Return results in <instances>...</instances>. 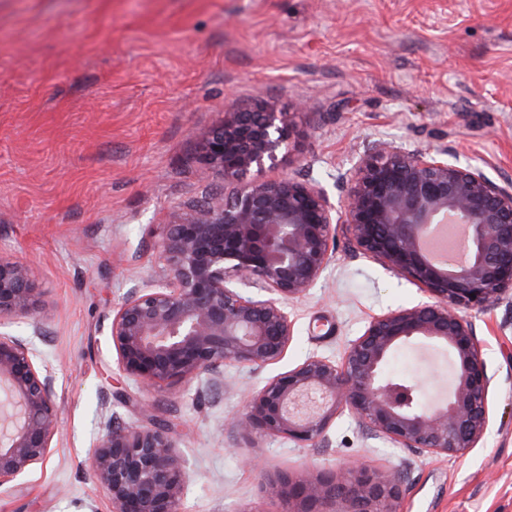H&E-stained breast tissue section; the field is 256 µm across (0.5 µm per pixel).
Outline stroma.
I'll list each match as a JSON object with an SVG mask.
<instances>
[{
  "label": "stroma",
  "instance_id": "1",
  "mask_svg": "<svg viewBox=\"0 0 512 512\" xmlns=\"http://www.w3.org/2000/svg\"><path fill=\"white\" fill-rule=\"evenodd\" d=\"M295 115L277 171L323 188L369 145L444 147L449 158L512 183V0H0V258L30 264L46 333L31 340L55 374L56 446L11 487L0 512H112L87 459L107 418L143 421L119 398L151 401L187 462L182 512H281L260 471L298 476L351 460L406 477L404 512H512V304L472 316L493 377L490 427L460 457L417 453L337 416L319 446L229 425L251 391L319 356L341 361L368 321L428 301L419 285L359 250L345 227L317 283L288 310L295 335L262 368L225 364L145 391L120 374L109 316L163 264L173 211L206 193L200 144L225 108ZM392 372L426 395L448 384V356L407 346Z\"/></svg>",
  "mask_w": 512,
  "mask_h": 512
}]
</instances>
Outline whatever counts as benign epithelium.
Here are the masks:
<instances>
[{"mask_svg":"<svg viewBox=\"0 0 512 512\" xmlns=\"http://www.w3.org/2000/svg\"><path fill=\"white\" fill-rule=\"evenodd\" d=\"M295 130L293 113L266 108L226 111L201 143L209 171L240 186L210 193L175 212L160 242L163 266L112 310L109 336L117 364L144 387L186 384L226 363L262 368L280 360L294 336L286 311L328 265L336 208L324 189L290 176L245 181L273 167ZM342 206L356 246L387 269L424 288L431 301L372 318L343 361L309 357L268 380L247 400L232 427L316 446L346 410L368 434L403 448L463 456L490 422L487 370L471 313L512 300V185L448 161V148L405 152L373 144L353 171ZM453 217L467 226L468 260L433 262L422 247L435 224ZM241 283L263 292L245 295ZM40 292L30 265L0 259V387L12 413L0 420V488L25 476L54 448L55 376L32 343L13 335L16 318L42 330ZM409 343L448 351L452 382L422 402L421 386L386 372ZM89 467L113 512H181L186 461L169 426L109 420ZM269 495L286 512H402L401 475L352 461L334 473L296 478L265 474Z\"/></svg>","mask_w":512,"mask_h":512,"instance_id":"1","label":"benign epithelium"}]
</instances>
